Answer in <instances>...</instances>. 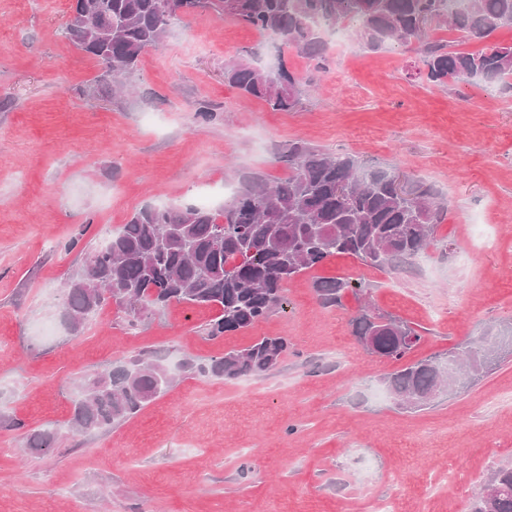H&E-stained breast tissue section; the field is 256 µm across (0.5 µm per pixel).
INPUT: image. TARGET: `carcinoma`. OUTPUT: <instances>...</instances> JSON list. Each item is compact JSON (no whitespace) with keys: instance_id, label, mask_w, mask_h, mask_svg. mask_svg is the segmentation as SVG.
Segmentation results:
<instances>
[{"instance_id":"carcinoma-1","label":"carcinoma","mask_w":512,"mask_h":512,"mask_svg":"<svg viewBox=\"0 0 512 512\" xmlns=\"http://www.w3.org/2000/svg\"><path fill=\"white\" fill-rule=\"evenodd\" d=\"M211 14L245 24L319 63L327 43L319 25L334 28L348 19L359 42L372 51L392 42L414 51L430 87L497 83L512 89V43H493L478 53H461L429 37L427 28L446 22L474 41H486L512 27V0H75L61 33L106 65L108 88H124L143 53L165 41L186 16ZM224 79L247 99L274 112H291L302 101V81L284 68L276 71L241 57L224 68ZM288 177L271 184L265 176L243 178L233 198L219 210L195 205L147 206L110 231L81 272L63 291L62 317L74 332L102 307L99 290L112 289L117 306L136 321L175 302L218 309L207 324L208 337L253 327L284 308L285 287L305 270L336 255L397 270L435 245V229L448 206L430 184L396 191L398 171L368 165L354 156L332 155L291 144L281 156ZM320 299L340 304L351 282H315ZM357 338L369 337L373 352L392 360L421 340L407 322L363 307L352 321ZM485 333L443 358L425 359L383 376L390 395L419 401L456 395L480 376L465 370L476 356L487 373L501 353ZM288 349L282 336H262L207 364L185 361L182 368L202 377L229 380L275 370ZM174 371L162 359L119 362L86 377L73 401L68 427L105 432L139 413L168 392ZM58 430L27 438L32 454L49 451ZM470 512H512V467L496 469L487 493Z\"/></svg>"}]
</instances>
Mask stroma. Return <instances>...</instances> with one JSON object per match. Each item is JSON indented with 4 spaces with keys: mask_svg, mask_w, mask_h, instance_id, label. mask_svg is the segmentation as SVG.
<instances>
[{
    "mask_svg": "<svg viewBox=\"0 0 512 512\" xmlns=\"http://www.w3.org/2000/svg\"><path fill=\"white\" fill-rule=\"evenodd\" d=\"M70 5L0 0V512H468L512 465V356L406 411L379 384L398 363L369 355L351 321L367 300L406 321L422 335L410 363L512 321V92L429 87L406 47L373 52L351 36L319 69L206 14L142 56L135 93H99L105 65L60 33ZM247 51L302 78L296 111L225 83ZM203 104L213 119L198 117ZM295 141L434 184L448 201L436 246L399 274L333 257L287 284L285 310L218 339L211 309L178 303L134 328L109 304L67 329L62 289L106 231L146 205L222 198L250 171L282 177L275 152ZM336 277L369 288L322 305L314 283ZM262 336L288 340L273 372L180 371L127 422L66 430L87 374L142 353L205 363ZM49 427L50 452L24 453Z\"/></svg>",
    "mask_w": 512,
    "mask_h": 512,
    "instance_id": "1",
    "label": "stroma"
}]
</instances>
